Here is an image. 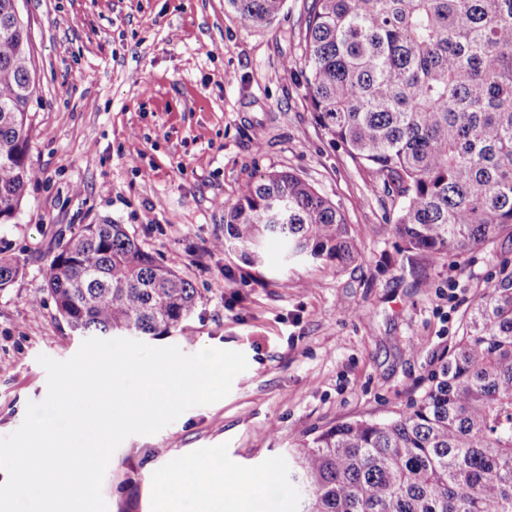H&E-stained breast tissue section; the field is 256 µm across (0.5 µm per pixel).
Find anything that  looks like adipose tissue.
I'll return each instance as SVG.
<instances>
[{
    "instance_id": "adipose-tissue-1",
    "label": "adipose tissue",
    "mask_w": 512,
    "mask_h": 512,
    "mask_svg": "<svg viewBox=\"0 0 512 512\" xmlns=\"http://www.w3.org/2000/svg\"><path fill=\"white\" fill-rule=\"evenodd\" d=\"M223 472L221 462L206 458L190 466L166 472L160 482L163 489L178 488L181 495L173 512H273L279 487L273 472L260 474L257 495L225 498L217 479Z\"/></svg>"
}]
</instances>
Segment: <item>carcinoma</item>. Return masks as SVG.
Listing matches in <instances>:
<instances>
[{
	"mask_svg": "<svg viewBox=\"0 0 512 512\" xmlns=\"http://www.w3.org/2000/svg\"><path fill=\"white\" fill-rule=\"evenodd\" d=\"M264 26L285 0H228ZM304 65L316 123L393 186L394 233L432 256L512 242V0H313ZM29 33L0 0V224L35 177ZM331 269L357 258L339 208L288 171L245 187L217 246ZM19 267L0 257V289ZM48 290L81 336L158 339L195 312L192 283L125 225L86 224L54 255ZM301 512H512V264L485 287L424 393L382 419L330 426L288 450Z\"/></svg>",
	"mask_w": 512,
	"mask_h": 512,
	"instance_id": "carcinoma-1",
	"label": "carcinoma"
}]
</instances>
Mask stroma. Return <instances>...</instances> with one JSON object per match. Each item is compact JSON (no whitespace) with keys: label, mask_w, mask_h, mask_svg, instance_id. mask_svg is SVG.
Instances as JSON below:
<instances>
[{"label":"stroma","mask_w":512,"mask_h":512,"mask_svg":"<svg viewBox=\"0 0 512 512\" xmlns=\"http://www.w3.org/2000/svg\"><path fill=\"white\" fill-rule=\"evenodd\" d=\"M311 7L285 0L255 27L227 0H20L37 175L0 224V256L20 266L0 290V437L47 394L38 356L64 361L82 343L47 273L86 224L126 225L196 288L192 318L161 345L229 349L248 362L221 401L123 441L103 482L108 512H169L161 472L209 456L224 460L225 494L247 493L240 476L284 472L293 440L404 409L500 262L512 261L510 244L438 257L403 249L399 199L314 120L303 61ZM272 171L296 174L340 208L353 264L289 263L273 241L256 267L213 249L225 209Z\"/></svg>","instance_id":"obj_1"}]
</instances>
